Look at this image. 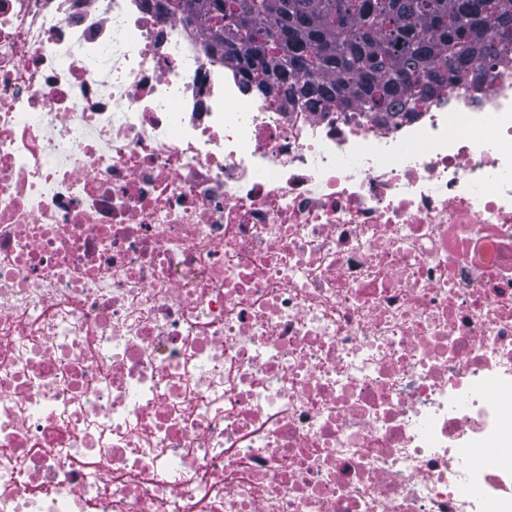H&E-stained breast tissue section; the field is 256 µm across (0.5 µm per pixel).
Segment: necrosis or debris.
Masks as SVG:
<instances>
[{
  "label": "necrosis or debris",
  "mask_w": 512,
  "mask_h": 512,
  "mask_svg": "<svg viewBox=\"0 0 512 512\" xmlns=\"http://www.w3.org/2000/svg\"><path fill=\"white\" fill-rule=\"evenodd\" d=\"M151 0H0V512H512V64L384 122Z\"/></svg>",
  "instance_id": "obj_1"
}]
</instances>
